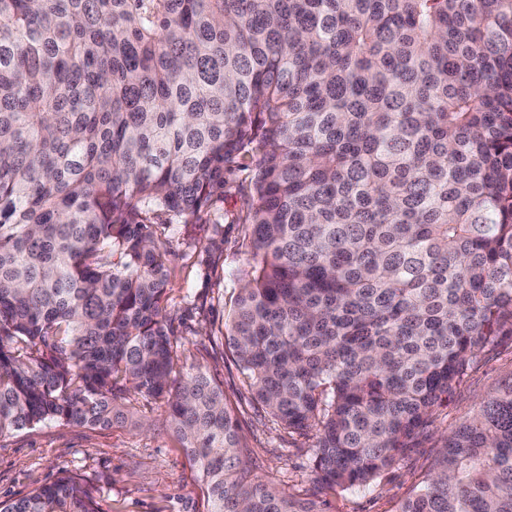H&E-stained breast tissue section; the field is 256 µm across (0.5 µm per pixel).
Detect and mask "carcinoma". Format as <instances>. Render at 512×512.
<instances>
[{
	"mask_svg": "<svg viewBox=\"0 0 512 512\" xmlns=\"http://www.w3.org/2000/svg\"><path fill=\"white\" fill-rule=\"evenodd\" d=\"M252 172L224 324L254 406L315 438L252 474L176 371L168 241ZM512 337V0H0V436L166 407L208 512H330ZM0 512H103L68 471ZM398 512H512V380Z\"/></svg>",
	"mask_w": 512,
	"mask_h": 512,
	"instance_id": "carcinoma-1",
	"label": "carcinoma"
}]
</instances>
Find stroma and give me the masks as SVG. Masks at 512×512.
Instances as JSON below:
<instances>
[{"instance_id": "stroma-1", "label": "stroma", "mask_w": 512, "mask_h": 512, "mask_svg": "<svg viewBox=\"0 0 512 512\" xmlns=\"http://www.w3.org/2000/svg\"><path fill=\"white\" fill-rule=\"evenodd\" d=\"M250 194V175L240 172L224 189V224L175 228L154 225L172 240L167 315L180 333L190 363L223 385L237 410L240 433L254 474L291 492L309 486L307 439L288 435L258 411L231 351L227 322L247 267L248 227L239 223ZM512 380V339L488 347L481 362L456 386L446 408L434 413L417 448L375 484L329 494L332 512H396L416 492L439 456L442 438L470 419L482 399ZM152 427L87 428L50 422L0 438V501L16 500L69 470L91 486L103 512H207V503L164 415L149 414Z\"/></svg>"}]
</instances>
